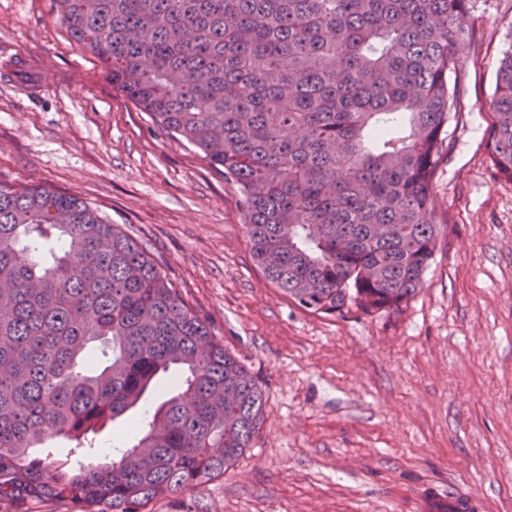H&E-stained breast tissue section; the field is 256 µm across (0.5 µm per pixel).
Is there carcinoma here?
<instances>
[{"mask_svg":"<svg viewBox=\"0 0 512 512\" xmlns=\"http://www.w3.org/2000/svg\"><path fill=\"white\" fill-rule=\"evenodd\" d=\"M70 35L238 186L253 258L301 308L397 311L422 288L473 0H58ZM487 132L512 179V51ZM127 423L118 459L92 436ZM267 400L130 234L0 183V512H147L224 475ZM71 442L72 461L36 456Z\"/></svg>","mask_w":512,"mask_h":512,"instance_id":"1","label":"carcinoma"}]
</instances>
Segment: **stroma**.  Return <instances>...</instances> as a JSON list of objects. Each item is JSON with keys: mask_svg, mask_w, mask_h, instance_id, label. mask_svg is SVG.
<instances>
[{"mask_svg": "<svg viewBox=\"0 0 512 512\" xmlns=\"http://www.w3.org/2000/svg\"><path fill=\"white\" fill-rule=\"evenodd\" d=\"M459 52L460 114L418 293L397 311L302 309L253 260L237 186L177 143L76 42L57 0H0V182L83 198L158 261L267 399L224 475L153 512H512V179L485 132L512 0H476ZM29 58L39 95L13 87Z\"/></svg>", "mask_w": 512, "mask_h": 512, "instance_id": "stroma-1", "label": "stroma"}]
</instances>
